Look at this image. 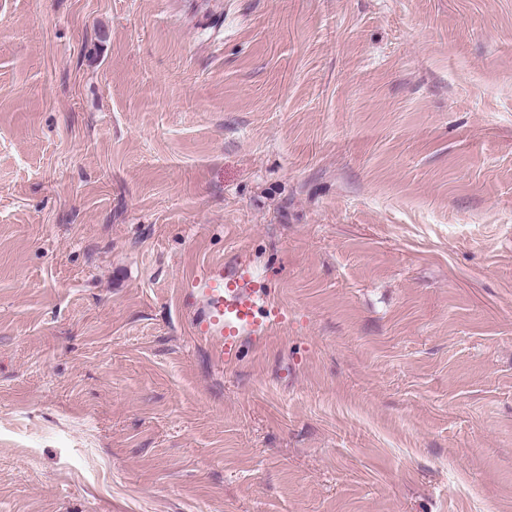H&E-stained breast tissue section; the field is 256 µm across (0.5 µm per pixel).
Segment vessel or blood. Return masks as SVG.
Returning <instances> with one entry per match:
<instances>
[{"mask_svg":"<svg viewBox=\"0 0 512 512\" xmlns=\"http://www.w3.org/2000/svg\"><path fill=\"white\" fill-rule=\"evenodd\" d=\"M181 299L196 338L220 361L235 359L244 341L266 335L280 318L266 289L241 265L197 266L184 280Z\"/></svg>","mask_w":512,"mask_h":512,"instance_id":"1","label":"vessel or blood"}]
</instances>
